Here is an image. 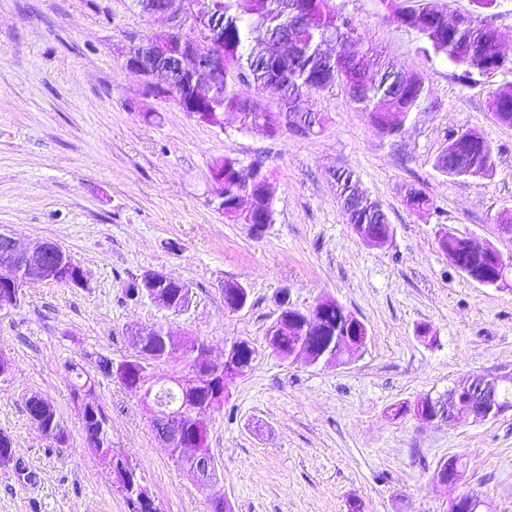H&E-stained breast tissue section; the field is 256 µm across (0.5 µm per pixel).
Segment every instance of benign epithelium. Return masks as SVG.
Instances as JSON below:
<instances>
[{"label":"benign epithelium","instance_id":"obj_1","mask_svg":"<svg viewBox=\"0 0 512 512\" xmlns=\"http://www.w3.org/2000/svg\"><path fill=\"white\" fill-rule=\"evenodd\" d=\"M214 0H148L147 12L159 32L151 38L132 40L121 48L126 68L137 76L147 91L163 97L176 98V103L186 116L198 123H207L208 113L222 112L224 106L212 100L213 86L224 80V46L215 41L214 32L204 24L213 13ZM165 74L162 84L153 81L156 74ZM214 184L212 202L215 207H224V168L217 164L211 168ZM358 237L372 247H383L393 238L390 224L377 229L371 224H360ZM167 275L156 270L145 271L139 279L140 292L157 306L172 311L174 304L159 288ZM27 284L69 282L78 288L85 287L87 278L82 266L57 243L52 241L24 242L9 233H0V311L19 308L23 302V287ZM328 304L316 307L318 314L311 316L303 330L315 329L320 324ZM295 325L278 324L276 331L281 336L294 337L299 330ZM161 334L170 341V349L189 360L188 372L170 378V382L182 389L200 384L202 376L210 374L216 362L207 358L205 345L195 342L180 343L175 333L163 329H135L129 336L135 346H140L147 337ZM368 330L357 336H345L338 344L341 351L354 355L366 344ZM294 355L309 364H337L336 351L317 354L306 341L295 342ZM502 375L475 374L467 379L468 394L460 396L455 390L448 393V401L442 410H429L423 403H415L411 414L424 423L445 422L451 424L461 417L475 423L484 422L512 410L499 396ZM142 404L150 415L152 428L166 448H178L191 457L188 471L202 486L216 477L217 460L214 455L201 448L187 447L182 441V422L190 418L192 428L198 435H207V416L187 412L181 408L171 410L161 404L149 392H142ZM453 457L443 461L435 478L441 484L458 485L463 479L461 470Z\"/></svg>","mask_w":512,"mask_h":512}]
</instances>
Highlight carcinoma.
I'll return each mask as SVG.
<instances>
[{
    "mask_svg": "<svg viewBox=\"0 0 512 512\" xmlns=\"http://www.w3.org/2000/svg\"><path fill=\"white\" fill-rule=\"evenodd\" d=\"M381 7L399 27L416 32L422 40V51L435 56H444L456 65L464 67V75L472 74L469 51L480 52L490 60L486 72L499 69L496 57L500 55L498 42L483 22L471 19L453 28L448 27V10L438 0H379ZM302 8L313 16L304 41L310 43L311 51L288 62L283 53L274 46L276 36L286 26L289 11ZM215 23L224 34V84L216 87V96L224 98V111L239 113V128L248 131L263 124L267 112L253 101L242 99L236 91L239 83L250 85L257 93L265 94L271 82H276L273 93L280 106L295 105L294 121L306 127L305 135L319 133L324 126V117L310 105V96L316 92L330 90L336 85H351L356 91L350 94L351 101L360 112L369 114L371 122L387 137L400 136L411 112L425 101L427 89L423 77L415 73L396 71L387 62L379 64L378 70L367 78L361 73L349 71L341 65L331 67L323 57V45L336 41L344 53L357 58L364 53L360 40L348 43L345 34L352 29L350 20L336 7L335 0H220L219 16ZM491 112L498 124L512 127V99L491 100ZM455 158L443 152L436 159V167L453 176H471L489 170L493 148L483 141L480 148L464 149L461 143L450 144ZM224 217L236 224H272L274 206L269 196L267 176L263 172L243 173V165L236 158L224 156ZM336 187L341 207L351 226L358 224H383L386 213L379 201L359 191L357 179L350 170L336 173ZM250 199V209L239 207V199ZM439 244L458 254L466 276L471 279L492 277L495 264L482 251L469 248L464 241L451 234L444 235ZM171 293L175 307L189 301V288L171 278L165 285ZM354 319L343 306L334 305L326 321L331 336H349ZM239 355L242 378L250 372L258 358V350L247 346L235 350ZM134 357L153 363L168 357L165 343L159 336L149 338L141 348L135 349ZM218 382L226 390L224 377L215 376L202 380L191 392L179 393L169 389L159 394L158 400L165 403L183 402L191 408H203L213 396L212 383Z\"/></svg>",
    "mask_w": 512,
    "mask_h": 512,
    "instance_id": "obj_1",
    "label": "carcinoma"
}]
</instances>
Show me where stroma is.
Returning a JSON list of instances; mask_svg holds the SVG:
<instances>
[{"mask_svg": "<svg viewBox=\"0 0 512 512\" xmlns=\"http://www.w3.org/2000/svg\"><path fill=\"white\" fill-rule=\"evenodd\" d=\"M336 6L364 45L425 79L427 97L400 137L383 136L340 86L312 97L325 118L316 135L242 131L229 113L220 128L191 121L145 96L123 64L120 46L156 31L132 0H0V229L57 243L88 276L84 288L29 285L20 309L0 312V355L13 363L0 379V430L17 459L0 464V512H131L108 465L90 456L74 363L94 376L115 452L163 512H208L216 497L233 512H348L354 499L361 512H448L451 492L434 473L451 455L463 463L461 489L478 492L489 512H512V411L451 425L390 415L475 373L512 375V291L470 280L438 245L447 232L512 259V235L498 229L512 214V128L489 109L494 93L512 88V66L464 75L425 56L377 0ZM476 10L512 58V0L482 11L474 0L448 4L452 14ZM461 129L490 141L486 175L436 169ZM222 156L266 170L275 216L263 234L214 209L210 168ZM339 168L382 204L394 227L387 245L366 246L347 224ZM412 187L428 209L407 206ZM149 269L188 286L184 310L126 295ZM228 282L247 288L243 309L225 308ZM283 291L303 310L338 301L366 325L364 351L341 364L281 360L265 334ZM135 327L204 339L217 361L235 339L263 351L209 418L219 469L208 487L175 467L138 392L95 362L132 355ZM33 395L55 406L64 444L31 422Z\"/></svg>", "mask_w": 512, "mask_h": 512, "instance_id": "35a3bbf8", "label": "stroma"}]
</instances>
